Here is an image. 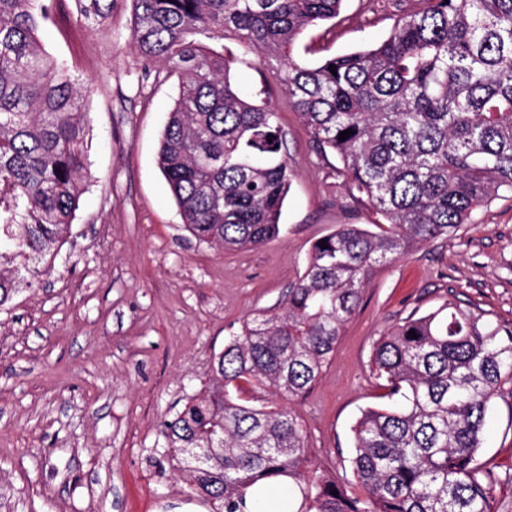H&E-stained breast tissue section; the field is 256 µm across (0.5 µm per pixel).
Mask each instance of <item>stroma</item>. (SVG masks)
Masks as SVG:
<instances>
[{
	"label": "stroma",
	"mask_w": 512,
	"mask_h": 512,
	"mask_svg": "<svg viewBox=\"0 0 512 512\" xmlns=\"http://www.w3.org/2000/svg\"><path fill=\"white\" fill-rule=\"evenodd\" d=\"M343 14L300 36L303 61L370 48L393 25L366 0H346ZM132 24L130 0L102 25L64 0L39 31L82 82L87 171L70 237L0 311V512H214L165 456L164 422L204 388L231 330L282 311L314 242L377 220L349 196L335 154L316 150L271 64L248 54L232 78L245 95L268 85L294 170L282 231L253 250L196 240L156 163L178 80L138 55ZM448 300L512 322V196L369 278L322 378L289 403L316 468L350 474L351 429L384 402L369 370L379 336ZM479 460L497 476L499 512H512L510 382L492 400Z\"/></svg>",
	"instance_id": "obj_1"
}]
</instances>
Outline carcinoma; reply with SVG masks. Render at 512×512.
I'll return each instance as SVG.
<instances>
[{
    "label": "carcinoma",
    "mask_w": 512,
    "mask_h": 512,
    "mask_svg": "<svg viewBox=\"0 0 512 512\" xmlns=\"http://www.w3.org/2000/svg\"><path fill=\"white\" fill-rule=\"evenodd\" d=\"M77 2L97 24L117 4ZM343 2L131 0V43L178 78L157 163L187 231L226 250L257 248L280 234L292 182L268 91L241 95L233 59L201 42L227 34L277 63L279 88L342 164L348 194L381 217L314 243L284 311L228 337L208 384L163 424L167 452L217 512H250L274 486L285 490L280 512H498L478 453L489 405L512 380V323L448 301L379 337L370 374L388 403L352 428L360 494L312 468L299 416L276 403L318 383L376 268L512 193V0H421L407 11L394 0L400 14L375 47L299 63L298 36L338 18ZM56 6L0 0V308L58 254L86 169L82 88L38 39ZM246 384L271 404H251Z\"/></svg>",
    "instance_id": "cac0c4a2"
}]
</instances>
